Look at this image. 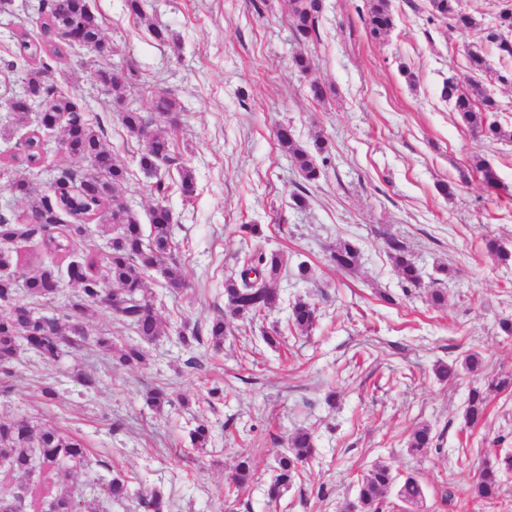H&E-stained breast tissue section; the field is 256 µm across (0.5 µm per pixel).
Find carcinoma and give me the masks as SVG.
I'll return each instance as SVG.
<instances>
[{"instance_id":"carcinoma-1","label":"carcinoma","mask_w":512,"mask_h":512,"mask_svg":"<svg viewBox=\"0 0 512 512\" xmlns=\"http://www.w3.org/2000/svg\"><path fill=\"white\" fill-rule=\"evenodd\" d=\"M284 3L295 39L300 43L313 41L318 36L323 0H284ZM429 8L432 17L448 19L460 31L475 25L473 17L463 8L462 0H429ZM497 8L496 26L488 28L486 38L494 45L500 59L512 62V41L501 37V33L512 31V4L505 0ZM363 20L372 38L387 37L394 28L390 0H366ZM69 28L81 30L84 38L90 40L103 36L101 19L92 10L89 0H39L36 29L17 36L13 59L4 62L10 70L25 72L26 93L45 102V118L57 123L65 134L62 144L66 152L94 161L91 173L60 170L53 184L45 190L24 181L21 196L28 203L25 215L14 218L0 215V301L13 302L8 313L0 314V363L5 364L14 361L23 342L46 361H55L66 352L87 346L106 352L113 350L110 337L90 334L82 322L88 312L100 304L105 292L110 294L106 308L113 319L128 326L141 340L152 341L161 335L162 328L145 285L146 273L160 271L168 288L186 287L172 240L173 214L164 203L162 183L154 187L157 199L150 211L149 231L146 232L138 216L116 195L128 171L104 143L102 127L80 111L77 95L60 91L46 78L50 63L62 59L68 52L60 37ZM468 63L472 73L483 74L488 70L480 47L470 49ZM142 82L143 75L130 67L125 73L113 76L104 88L120 103L127 87ZM441 96L473 132L489 141L512 140V128L494 119L499 112L497 100L472 77L448 78ZM152 111L156 114L154 119L133 108L118 112L127 134L143 142L138 167L147 176L154 175L163 164L176 162L175 147L167 131L174 122L168 116L179 117L181 109L171 94L158 91L152 97ZM276 138L280 151L295 162L302 180L291 194L292 204L300 207L304 202L302 188L318 183L324 174L331 144L324 135L318 134L311 145H304L286 126L277 130ZM18 146L19 151L10 154L0 165V176L9 175L15 167L28 171L41 167L46 151L42 127L23 133ZM474 168L487 187L496 191L503 189L496 171L485 160L474 159ZM96 219L102 227L112 231L109 252L100 262L73 252L75 240L83 236V226ZM32 242L65 261L66 267L42 266L34 274L23 276L30 299L49 301L65 273L71 274L70 283L79 288L68 311L53 317L48 327L41 326L40 315L33 307L18 299V275L25 267L21 248ZM387 245L405 290L424 287L423 273L405 243L390 237ZM358 257L357 248L344 239L337 241L329 253V261L344 269L356 268ZM283 264L284 255L277 251L243 258L238 275L224 282V314L209 322L206 334L194 327L183 341L200 343L205 339L218 349L223 345L229 319H254L276 308L279 295L272 284L278 279ZM109 282L114 288H106ZM318 319L319 308L304 299L294 302L288 317L289 325L303 334L310 331ZM143 358L144 352L138 345H127L112 356L117 364L125 367L137 365ZM434 375L439 381L447 382L457 379L460 371L454 363L440 362L435 365ZM486 409L485 393L478 388L471 390L463 415L465 425L469 428L479 425ZM433 442L430 426L423 424L412 431L408 450L421 455L432 448ZM315 453V441L310 432L298 429L290 435L287 448L275 460L269 497L278 498L299 474L300 466ZM86 462L87 448L76 437L28 420L0 418V467L4 468L5 475L17 481L16 492L0 495V512H23L27 504L34 503L35 495L29 491L26 477L35 468L50 477H63ZM503 469H512V454L482 465L472 486L473 497L486 502L497 498ZM253 478L251 458L240 457L232 477L234 488L246 486ZM393 487L397 488L398 499L405 504L417 505L423 500L424 492L415 475L400 478L389 465L377 463L358 481L356 512H383L386 494ZM105 491L112 499L120 500L128 496L129 485L117 476L109 480ZM140 504L146 512H166L167 509L163 496L156 491L142 496ZM43 506L47 507L45 512H90L91 508L86 501L75 499L68 490L43 501Z\"/></svg>"}]
</instances>
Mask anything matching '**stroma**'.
<instances>
[{"instance_id": "stroma-1", "label": "stroma", "mask_w": 512, "mask_h": 512, "mask_svg": "<svg viewBox=\"0 0 512 512\" xmlns=\"http://www.w3.org/2000/svg\"><path fill=\"white\" fill-rule=\"evenodd\" d=\"M90 4L104 21L111 56L67 54L49 79L77 93L87 117L104 127L107 147L129 170L117 194L144 224L156 202L153 181L140 171L142 144L118 112H149L155 89L179 100L180 121L169 134L179 161L193 171L192 198L182 194L176 171L162 179L188 286L174 290L159 272L147 273L163 333L143 345L141 365L118 367L99 351L45 362L20 349L10 390L0 392V416L80 439L90 462L67 485L96 512H142L141 494L154 490L169 512H345L358 479L378 462L419 478L421 512H512V472L503 474L497 499L471 494L478 466L512 452V391L490 393L479 426L463 419L471 389L512 373V336L499 329L500 320H512V262L486 249L492 238L512 249V141L474 135L440 95L448 76L467 73L469 48L482 47L490 71L479 81L499 102V121L512 125V87L491 80L502 62L485 40L496 0H464L476 20L465 34L431 19L428 0H391L394 28L382 40L366 31L364 0H324L319 36L303 44L283 0H145L141 21L124 0ZM154 27L167 30V42L153 38ZM298 50L312 56L311 74L292 69ZM102 67L135 68L147 83L116 104L96 78ZM313 80L333 94L312 100ZM285 124L301 143L320 133L332 145L323 177L300 207L290 199L300 177L275 138ZM48 140L43 169L21 168L18 176L45 187L55 169H88L61 149L60 133ZM477 156L496 170L502 192L485 188L472 167ZM444 182L456 185L453 197L440 193ZM244 224L260 225L261 235H243ZM391 236L406 243L425 281H438L444 306H434L427 289L403 292ZM341 239L359 251L354 270L326 260ZM260 251H280L287 260L275 283L277 307L238 322L221 350L183 344L181 324L207 327L224 310V279L238 257ZM302 262L310 268L305 279L295 274ZM442 264L449 274L441 281ZM298 298L320 309L304 335L287 326ZM274 325L281 334L270 346L262 333ZM473 351L484 358L481 375L436 379V363ZM83 373L95 378L94 387L83 385ZM159 384L171 399L160 411L146 400ZM47 386L56 392L50 401L42 395ZM200 423L211 432L202 451L190 442ZM425 423L434 447L410 455L409 436ZM300 428L313 433L317 458L281 498H268L276 456ZM242 455L253 458L260 479L232 490L228 478ZM116 475L129 482L127 499L104 491Z\"/></svg>"}]
</instances>
